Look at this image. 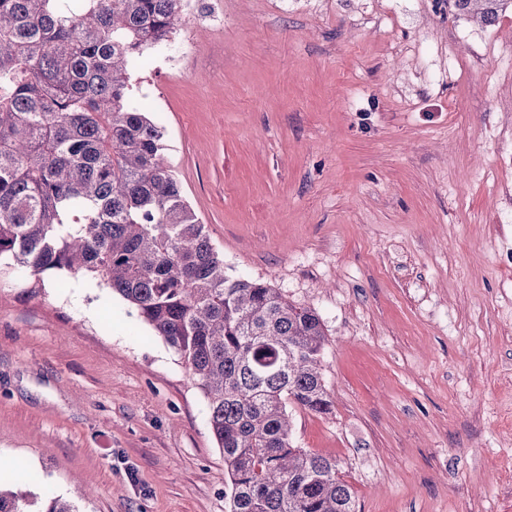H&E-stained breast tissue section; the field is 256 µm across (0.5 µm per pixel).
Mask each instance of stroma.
Wrapping results in <instances>:
<instances>
[{
    "instance_id": "stroma-1",
    "label": "stroma",
    "mask_w": 512,
    "mask_h": 512,
    "mask_svg": "<svg viewBox=\"0 0 512 512\" xmlns=\"http://www.w3.org/2000/svg\"><path fill=\"white\" fill-rule=\"evenodd\" d=\"M140 70L228 273L322 318L291 411L357 512H512V7L204 0ZM0 269V475L77 512H228L179 357L101 281ZM90 497L74 496L76 486Z\"/></svg>"
}]
</instances>
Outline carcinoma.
<instances>
[{"instance_id": "1", "label": "carcinoma", "mask_w": 512, "mask_h": 512, "mask_svg": "<svg viewBox=\"0 0 512 512\" xmlns=\"http://www.w3.org/2000/svg\"><path fill=\"white\" fill-rule=\"evenodd\" d=\"M512 0H442L484 21ZM183 0H0V259L104 282L178 354L207 401L228 512H355L336 460L293 445L290 408L328 414L323 321L224 269L134 89ZM0 512H30L0 489Z\"/></svg>"}]
</instances>
